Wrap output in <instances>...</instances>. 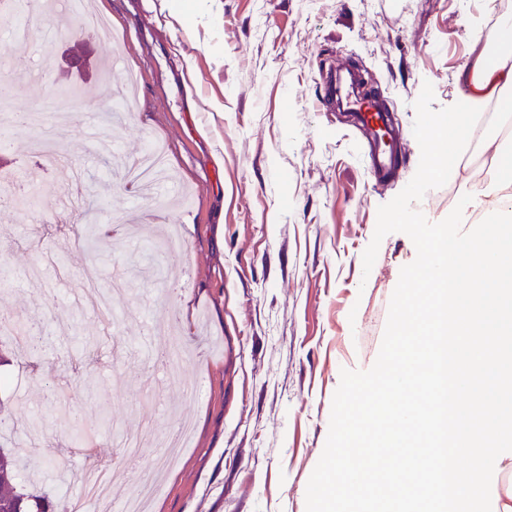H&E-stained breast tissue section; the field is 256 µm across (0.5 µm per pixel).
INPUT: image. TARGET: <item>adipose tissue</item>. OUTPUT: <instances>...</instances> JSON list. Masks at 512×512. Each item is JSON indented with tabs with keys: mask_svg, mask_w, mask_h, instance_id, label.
I'll return each mask as SVG.
<instances>
[{
	"mask_svg": "<svg viewBox=\"0 0 512 512\" xmlns=\"http://www.w3.org/2000/svg\"><path fill=\"white\" fill-rule=\"evenodd\" d=\"M475 39L495 44L469 63L458 103L425 128L427 141L447 147L452 160L479 147L496 178L484 192L464 197L451 224L424 230L431 275H419L417 291H405L394 320L398 343L375 384L404 387L406 399L388 415V427H371L372 408L359 404L361 428L337 452L321 499L336 502V483L352 470L375 476L366 449L380 442L387 458L414 450L390 489L354 493L359 512H512V147L488 132L476 115L487 105L512 113V20ZM479 220L475 234L457 225ZM479 385L483 407L466 403L463 386ZM465 455L467 469L449 465Z\"/></svg>",
	"mask_w": 512,
	"mask_h": 512,
	"instance_id": "adipose-tissue-1",
	"label": "adipose tissue"
}]
</instances>
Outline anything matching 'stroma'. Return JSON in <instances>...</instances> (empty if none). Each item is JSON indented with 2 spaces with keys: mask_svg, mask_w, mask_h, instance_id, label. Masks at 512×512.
<instances>
[{
  "mask_svg": "<svg viewBox=\"0 0 512 512\" xmlns=\"http://www.w3.org/2000/svg\"><path fill=\"white\" fill-rule=\"evenodd\" d=\"M108 30L11 51L10 108L54 91L97 92L56 126L67 168L9 131L0 180L42 187L35 209L0 193V313L37 350L0 343V437L28 456L38 492L70 498L57 465L121 466L141 425L177 430L160 405L158 358L177 323L200 397L186 448L148 512H329L315 490L345 449L336 405L358 401L392 345L407 275L423 267L425 225L448 221L465 173L428 178L421 134L459 97L474 28L512 17V0H94ZM361 70L406 143L398 179L378 183L362 133L321 112L330 61ZM93 117L99 139L80 120ZM169 179L137 201L125 180L146 139ZM94 226L101 244L71 234Z\"/></svg>",
  "mask_w": 512,
  "mask_h": 512,
  "instance_id": "1",
  "label": "stroma"
}]
</instances>
